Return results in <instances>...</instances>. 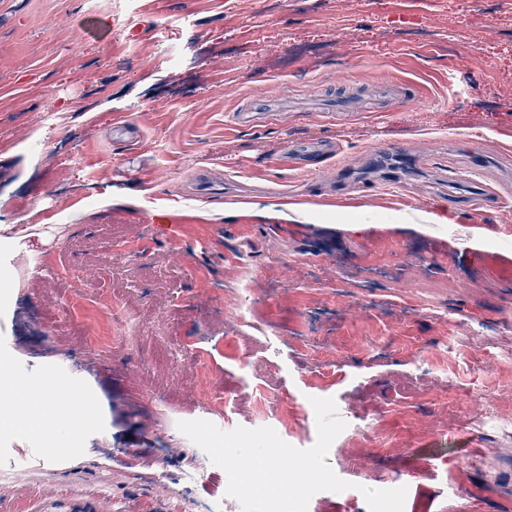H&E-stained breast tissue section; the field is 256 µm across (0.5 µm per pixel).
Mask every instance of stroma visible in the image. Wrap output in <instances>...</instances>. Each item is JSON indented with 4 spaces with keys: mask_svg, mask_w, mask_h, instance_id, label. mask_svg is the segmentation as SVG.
Wrapping results in <instances>:
<instances>
[{
    "mask_svg": "<svg viewBox=\"0 0 512 512\" xmlns=\"http://www.w3.org/2000/svg\"><path fill=\"white\" fill-rule=\"evenodd\" d=\"M350 82L410 95L230 125L251 94ZM301 140L336 152L296 167ZM402 144L430 165L377 192L379 149ZM462 162L512 183V0H0V354L31 383L65 372L101 423L67 455L50 425L0 433V512H241L178 422L306 449L314 397L347 424L327 464L361 490L308 512H369L363 488L400 486L404 512H512V212L464 204ZM203 170L223 196L194 192ZM135 234L142 255H110ZM46 253L77 281L32 273ZM102 284L121 312L97 308ZM115 324L125 342L86 345Z\"/></svg>",
    "mask_w": 512,
    "mask_h": 512,
    "instance_id": "1",
    "label": "stroma"
}]
</instances>
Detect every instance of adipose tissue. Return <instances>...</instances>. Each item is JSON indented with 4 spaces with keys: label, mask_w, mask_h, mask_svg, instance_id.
Wrapping results in <instances>:
<instances>
[{
    "label": "adipose tissue",
    "mask_w": 512,
    "mask_h": 512,
    "mask_svg": "<svg viewBox=\"0 0 512 512\" xmlns=\"http://www.w3.org/2000/svg\"><path fill=\"white\" fill-rule=\"evenodd\" d=\"M64 403L58 387L42 383L35 391L28 390L26 380L12 371L0 370V428L9 430L17 424L34 430L53 422Z\"/></svg>",
    "instance_id": "ef3b65f1"
}]
</instances>
